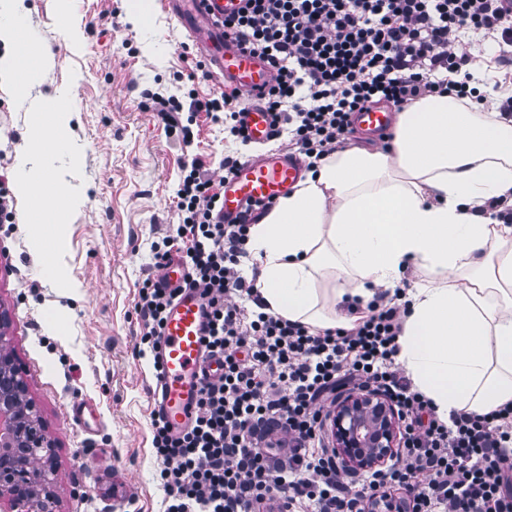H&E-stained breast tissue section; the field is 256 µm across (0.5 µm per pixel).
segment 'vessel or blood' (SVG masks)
I'll use <instances>...</instances> for the list:
<instances>
[{"instance_id":"1","label":"vessel or blood","mask_w":512,"mask_h":512,"mask_svg":"<svg viewBox=\"0 0 512 512\" xmlns=\"http://www.w3.org/2000/svg\"><path fill=\"white\" fill-rule=\"evenodd\" d=\"M242 0H164V7L182 26L188 40L205 54L214 76L237 87L248 101L244 120L253 143L270 139L271 118L258 103L270 84V70L260 58L249 55L226 38L222 21L240 10ZM392 113L371 108L355 115V126L382 134L392 129ZM303 162L286 152L241 162L224 183V221L237 223L248 207L277 201L303 175ZM207 331L204 304L196 292L185 290L172 306L157 351L153 411L173 432L188 424L200 389L202 368L217 372L218 363L204 365L203 338Z\"/></svg>"}]
</instances>
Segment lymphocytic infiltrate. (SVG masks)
<instances>
[{
    "label": "lymphocytic infiltrate",
    "instance_id": "1",
    "mask_svg": "<svg viewBox=\"0 0 512 512\" xmlns=\"http://www.w3.org/2000/svg\"><path fill=\"white\" fill-rule=\"evenodd\" d=\"M465 29L496 42L498 64L512 66V0H247L224 21L226 36L271 66L264 105L275 117L272 136L288 135L289 151L310 170L347 143L353 114L374 99L400 107L446 91L475 98L464 71L477 60L450 48ZM151 101L183 143L193 139L186 111L223 116L230 136L249 141L237 89ZM176 197L169 241L188 242L180 257L207 303L206 348L223 354L224 371L204 384L184 433L152 420L163 512H367L372 497L400 491L406 512H512V408L441 421L395 364L402 312L385 297L351 328L318 333L231 303L230 294H254L239 266L258 214L220 223V186L194 161L183 164ZM175 296L151 278L140 289L150 350ZM360 390L395 406L401 446L354 474L325 426L336 399Z\"/></svg>",
    "mask_w": 512,
    "mask_h": 512
}]
</instances>
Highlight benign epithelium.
Wrapping results in <instances>:
<instances>
[{"instance_id":"obj_1","label":"benign epithelium","mask_w":512,"mask_h":512,"mask_svg":"<svg viewBox=\"0 0 512 512\" xmlns=\"http://www.w3.org/2000/svg\"><path fill=\"white\" fill-rule=\"evenodd\" d=\"M8 314L0 310V512H54V448L28 383L2 332ZM327 424L336 455L352 471L369 470L395 455L399 418L383 395L360 391L341 396Z\"/></svg>"}]
</instances>
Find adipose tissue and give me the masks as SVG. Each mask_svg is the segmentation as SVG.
<instances>
[{
	"mask_svg": "<svg viewBox=\"0 0 512 512\" xmlns=\"http://www.w3.org/2000/svg\"><path fill=\"white\" fill-rule=\"evenodd\" d=\"M23 0H0V84L26 94L53 56L32 42ZM499 96L477 106L433 94L397 115L390 150L353 148L321 161L249 231L267 313L314 329L351 327L354 310L409 289L396 363L441 419L512 406V119Z\"/></svg>",
	"mask_w": 512,
	"mask_h": 512,
	"instance_id": "ef3b65f1",
	"label": "adipose tissue"
}]
</instances>
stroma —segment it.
<instances>
[{"label":"stroma","mask_w":512,"mask_h":512,"mask_svg":"<svg viewBox=\"0 0 512 512\" xmlns=\"http://www.w3.org/2000/svg\"><path fill=\"white\" fill-rule=\"evenodd\" d=\"M137 1L25 0L30 37L55 58L32 97L69 93L74 112L66 125L47 122L40 153L24 166L30 103L0 87V185L45 175L69 203L40 240L25 221L27 200L15 199L11 222L0 223V307L55 443L56 512H162L139 290L157 274L155 246L175 232L182 164L197 160L217 178L225 157L245 152L204 112L191 144L166 133L149 94L180 99L211 85L161 0H141L142 18ZM455 50L482 56L473 75L491 91L512 87L496 44L469 32Z\"/></svg>","instance_id":"stroma-1"}]
</instances>
